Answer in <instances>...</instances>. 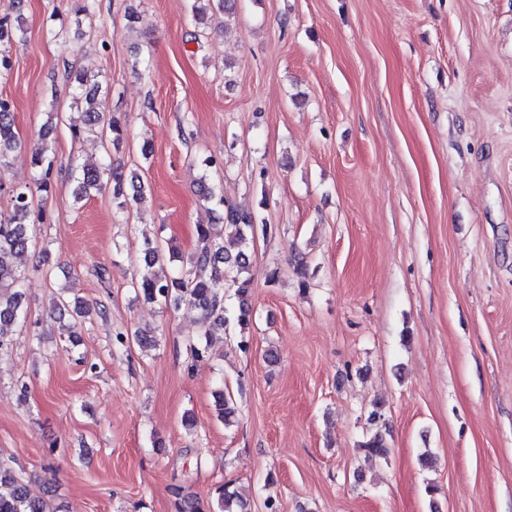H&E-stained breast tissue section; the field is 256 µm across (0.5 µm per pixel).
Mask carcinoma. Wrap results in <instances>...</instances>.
I'll use <instances>...</instances> for the list:
<instances>
[{
    "label": "carcinoma",
    "mask_w": 512,
    "mask_h": 512,
    "mask_svg": "<svg viewBox=\"0 0 512 512\" xmlns=\"http://www.w3.org/2000/svg\"><path fill=\"white\" fill-rule=\"evenodd\" d=\"M228 0H194L193 16L198 24H204L209 14L227 10ZM18 34H25L20 26L11 24L10 18L0 19V70L10 67L9 57L5 54L4 44ZM84 126L73 131L75 138L84 134L112 135V146L124 139V125L114 116L109 121L102 120L95 108L85 112ZM20 145L14 131V105L7 98L0 97V170L9 166L10 153ZM32 165L35 174L28 185L12 186L10 196V214L0 217V325L10 324L25 318L23 311L22 283L25 272L22 266L8 263L5 257H23L32 246L36 225L45 220V212L33 207V197L40 194L49 196L53 190V170L55 160L49 149L42 144L32 151ZM71 178L76 182L74 199L80 201L90 191L100 190L112 184L113 197L128 198L138 204L144 198V186L138 176L126 175L123 167L113 163L71 164ZM200 197L208 204L224 210V223L234 227L241 249L234 255L224 252V239L216 224H199L196 233L199 241L195 251L187 256L177 253L181 268L175 274L168 275L154 270L163 259V244L160 240L147 241L143 246V270L131 279V288L135 296L178 309L188 305L199 311L200 317L198 343L193 347V357L199 358L208 353L216 332L224 330L226 323L233 321L240 330L248 328L252 321L253 310L247 294L251 286V270L246 248L254 241L256 231L267 233V225L257 227L254 214L240 210L224 202V196L206 181H201ZM235 289L238 308L227 314L224 304V289ZM383 416L381 408L370 413L374 431L358 444V448L368 460L385 459L388 448L385 441L386 426L379 423ZM219 512H247L248 505L236 491L224 488L217 502ZM0 512H48L43 496L34 492L29 482L16 474L7 463L0 461Z\"/></svg>",
    "instance_id": "1"
}]
</instances>
